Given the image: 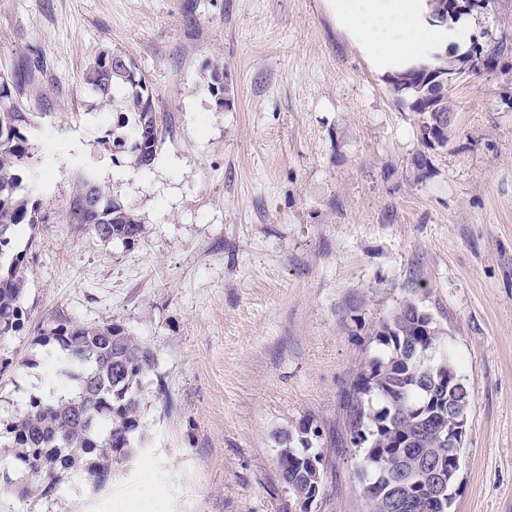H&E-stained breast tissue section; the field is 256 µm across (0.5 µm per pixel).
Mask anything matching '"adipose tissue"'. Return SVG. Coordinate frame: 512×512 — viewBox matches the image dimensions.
Masks as SVG:
<instances>
[{"label": "adipose tissue", "instance_id": "adipose-tissue-1", "mask_svg": "<svg viewBox=\"0 0 512 512\" xmlns=\"http://www.w3.org/2000/svg\"><path fill=\"white\" fill-rule=\"evenodd\" d=\"M337 29L376 75L394 82L423 63L469 45L473 23L434 16L432 0H324Z\"/></svg>", "mask_w": 512, "mask_h": 512}]
</instances>
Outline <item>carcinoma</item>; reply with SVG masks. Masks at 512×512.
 Instances as JSON below:
<instances>
[{"instance_id":"obj_1","label":"carcinoma","mask_w":512,"mask_h":512,"mask_svg":"<svg viewBox=\"0 0 512 512\" xmlns=\"http://www.w3.org/2000/svg\"><path fill=\"white\" fill-rule=\"evenodd\" d=\"M126 64L128 69L116 71L112 55L106 54L86 69L84 85L100 106L121 113L105 144L134 165L148 167L162 144L159 120L152 92L134 73L132 60ZM461 64L462 57L455 54L438 65L421 66L394 82L393 91L422 116L423 124L451 115L449 91L441 86L454 79ZM13 89L10 81L0 83V340L21 332L26 321V253L15 248L16 230L25 225L33 231L47 220L24 181L31 154L26 135L30 118L11 104ZM208 90L218 107L227 104L220 59L212 64ZM66 217L71 224L89 226L104 242L131 245L143 234L135 211L105 197L87 176L77 180ZM429 317L408 299L378 321L371 332L376 350L350 384L345 431L363 438L358 476L367 512H379L373 494L393 492L399 467L414 473L408 486L421 503L417 512H432L430 487L415 476L422 466L420 453L427 449L444 466L456 453L439 430L445 407L423 389L436 378L440 360L421 362L409 353V341L420 335L421 322ZM43 335L56 345L58 375L65 378L69 395H32L0 429V447L10 449L16 461L14 471H0V488L20 499L36 490L53 494L66 472L82 474L91 489L100 490L112 481L116 468L137 459L145 442L141 393L155 374L152 348L117 322L76 324L59 316ZM309 425L304 418L282 438L276 463L285 486L294 478L301 488L311 479L322 480L324 468L315 472L309 465V458L322 455Z\"/></svg>"}]
</instances>
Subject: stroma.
Returning a JSON list of instances; mask_svg holds the SVG:
<instances>
[{
  "instance_id": "1",
  "label": "stroma",
  "mask_w": 512,
  "mask_h": 512,
  "mask_svg": "<svg viewBox=\"0 0 512 512\" xmlns=\"http://www.w3.org/2000/svg\"><path fill=\"white\" fill-rule=\"evenodd\" d=\"M471 18L496 65L455 79L431 148L324 0H0V72L33 115L27 181L49 216L17 242L27 321L0 341V423L64 391L40 343L53 317L120 322L157 358L142 455L98 492L76 473L47 498L0 492V512H284L280 438L304 417L326 458L313 512H366L345 393L410 298L470 392L452 512H512V0ZM116 51L160 117L147 167L104 145L118 114L83 85ZM81 175L141 217L138 241L66 223ZM210 94L215 98L219 108H223L229 99H226L227 88L224 86V62L216 59L211 67V84L208 85Z\"/></svg>"
}]
</instances>
